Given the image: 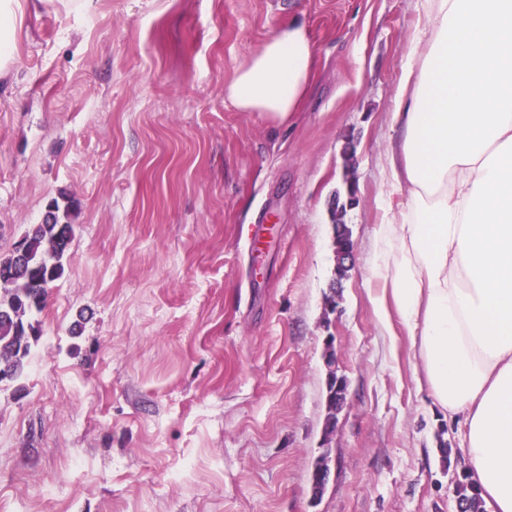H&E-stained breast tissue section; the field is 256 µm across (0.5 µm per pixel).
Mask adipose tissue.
Masks as SVG:
<instances>
[{
    "label": "adipose tissue",
    "instance_id": "obj_1",
    "mask_svg": "<svg viewBox=\"0 0 512 512\" xmlns=\"http://www.w3.org/2000/svg\"><path fill=\"white\" fill-rule=\"evenodd\" d=\"M29 0H0V72ZM393 103L377 231L383 280L436 403L459 421L490 512H512V0H424ZM298 21L237 68L224 98L287 126L312 80Z\"/></svg>",
    "mask_w": 512,
    "mask_h": 512
}]
</instances>
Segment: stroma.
<instances>
[{"label": "stroma", "mask_w": 512, "mask_h": 512, "mask_svg": "<svg viewBox=\"0 0 512 512\" xmlns=\"http://www.w3.org/2000/svg\"><path fill=\"white\" fill-rule=\"evenodd\" d=\"M292 18L314 75L276 129L224 86ZM422 21L420 0L26 9L0 77V253L53 198L76 214L25 373L0 383V512H457L462 433L369 273ZM329 347L347 395L327 441Z\"/></svg>", "instance_id": "obj_1"}]
</instances>
